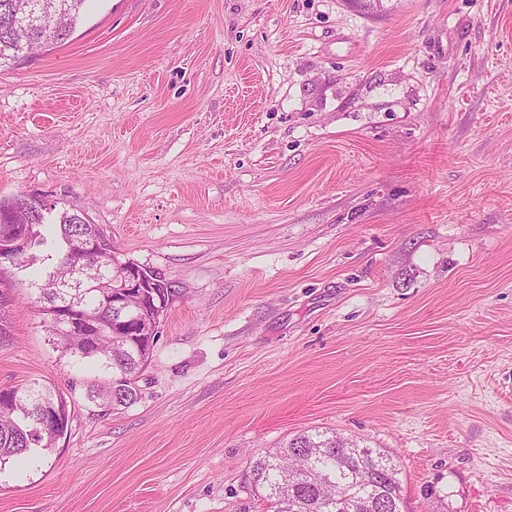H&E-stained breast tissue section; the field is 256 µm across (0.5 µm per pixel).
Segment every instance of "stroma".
I'll return each instance as SVG.
<instances>
[{
	"label": "stroma",
	"instance_id": "1",
	"mask_svg": "<svg viewBox=\"0 0 512 512\" xmlns=\"http://www.w3.org/2000/svg\"><path fill=\"white\" fill-rule=\"evenodd\" d=\"M21 193L182 293L117 409L0 271V385L70 410L0 512H271L251 465L311 429L407 512H512V0H89L0 68Z\"/></svg>",
	"mask_w": 512,
	"mask_h": 512
}]
</instances>
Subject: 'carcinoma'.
Segmentation results:
<instances>
[{"mask_svg": "<svg viewBox=\"0 0 512 512\" xmlns=\"http://www.w3.org/2000/svg\"><path fill=\"white\" fill-rule=\"evenodd\" d=\"M28 2L0 0V65L70 40L83 20L86 0H45L50 11L42 15L40 25L27 30L13 28L11 20ZM20 199L19 195L0 199V211L9 215V223H0V236L9 234L16 224L30 225L32 243L21 252L18 262L26 270L38 261L42 263L41 273L32 282L39 284L43 322L49 332L57 335L50 317L51 307L71 293L88 316L98 317V285L91 284L76 292L59 287L70 277L72 256L68 242L97 226L75 223V213L66 209L58 212L54 204L46 212L33 213L21 206ZM156 343L155 337L135 335L131 323L121 336L107 332L98 337L94 350L85 348L81 336L58 339L65 351L81 358L96 357L112 371V379L101 393L114 407H126L138 399L134 379L148 362ZM46 403L69 412L64 394L44 384L30 382L0 388V462L34 448L50 450L55 446L57 435L45 432L39 424V409ZM397 475L398 470L387 454L319 431L301 433L252 464L253 484L264 490L273 512H362L360 497L382 502L384 512H403Z\"/></svg>", "mask_w": 512, "mask_h": 512, "instance_id": "carcinoma-1", "label": "carcinoma"}]
</instances>
